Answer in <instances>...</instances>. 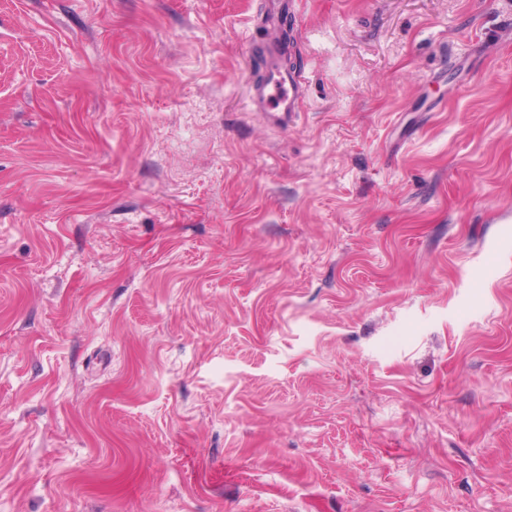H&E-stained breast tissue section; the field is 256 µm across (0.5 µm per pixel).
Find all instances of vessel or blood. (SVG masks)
I'll return each instance as SVG.
<instances>
[{"label": "vessel or blood", "mask_w": 512, "mask_h": 512, "mask_svg": "<svg viewBox=\"0 0 512 512\" xmlns=\"http://www.w3.org/2000/svg\"><path fill=\"white\" fill-rule=\"evenodd\" d=\"M246 51L248 60L258 62L268 71L267 78L250 89L249 110L265 113L280 127L290 126L300 110L306 85L304 69L296 67L285 71L280 67L283 53H295L294 44L279 41L250 44Z\"/></svg>", "instance_id": "vessel-or-blood-1"}]
</instances>
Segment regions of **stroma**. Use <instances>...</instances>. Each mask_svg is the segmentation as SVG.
<instances>
[{"mask_svg": "<svg viewBox=\"0 0 512 512\" xmlns=\"http://www.w3.org/2000/svg\"><path fill=\"white\" fill-rule=\"evenodd\" d=\"M0 0V512H512V0ZM248 62L254 60L268 71L265 80L251 86L248 108L250 112H264L274 124L288 129L300 112L306 85L305 70L294 67L283 72L280 59L284 52L292 55L294 43L285 46L280 41L246 46Z\"/></svg>", "mask_w": 512, "mask_h": 512, "instance_id": "1", "label": "stroma"}]
</instances>
